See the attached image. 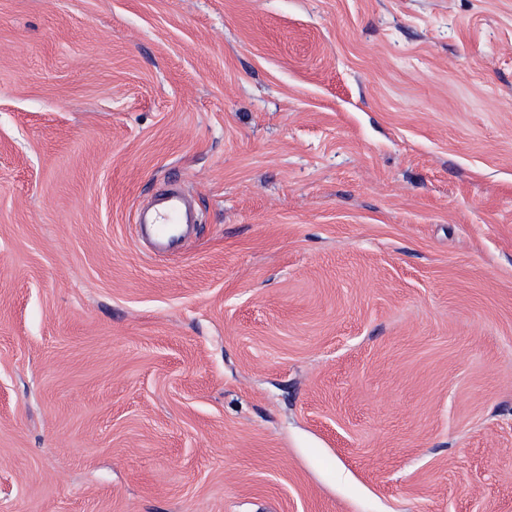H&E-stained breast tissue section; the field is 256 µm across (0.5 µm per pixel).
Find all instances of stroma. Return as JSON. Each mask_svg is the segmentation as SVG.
Returning <instances> with one entry per match:
<instances>
[{
    "label": "stroma",
    "instance_id": "35a3bbf8",
    "mask_svg": "<svg viewBox=\"0 0 512 512\" xmlns=\"http://www.w3.org/2000/svg\"><path fill=\"white\" fill-rule=\"evenodd\" d=\"M0 512H512V0H0ZM192 203L176 187H169L155 196L149 209L137 212L139 237L155 256L174 253L191 224H197Z\"/></svg>",
    "mask_w": 512,
    "mask_h": 512
}]
</instances>
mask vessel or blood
I'll use <instances>...</instances> for the list:
<instances>
[{
  "mask_svg": "<svg viewBox=\"0 0 512 512\" xmlns=\"http://www.w3.org/2000/svg\"><path fill=\"white\" fill-rule=\"evenodd\" d=\"M197 214L192 203L176 187L156 195L149 209L138 211L136 225L139 237L152 253L163 256L176 252Z\"/></svg>",
  "mask_w": 512,
  "mask_h": 512,
  "instance_id": "b4317fda",
  "label": "vessel or blood"
}]
</instances>
